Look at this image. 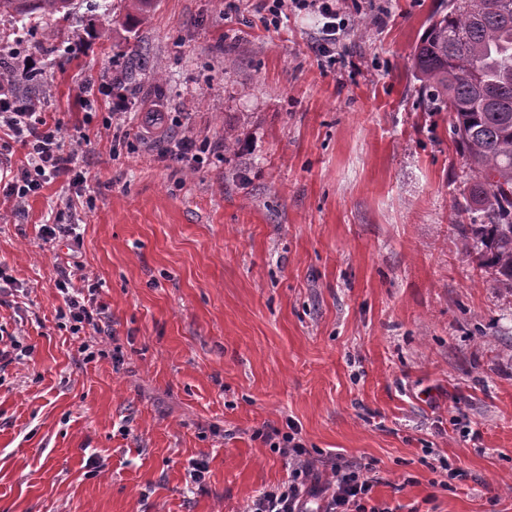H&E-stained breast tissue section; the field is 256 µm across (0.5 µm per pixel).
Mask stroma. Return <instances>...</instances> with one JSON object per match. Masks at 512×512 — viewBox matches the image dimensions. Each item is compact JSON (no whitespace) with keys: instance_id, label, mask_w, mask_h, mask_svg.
<instances>
[{"instance_id":"stroma-1","label":"stroma","mask_w":512,"mask_h":512,"mask_svg":"<svg viewBox=\"0 0 512 512\" xmlns=\"http://www.w3.org/2000/svg\"><path fill=\"white\" fill-rule=\"evenodd\" d=\"M445 4L338 0L331 58L322 17L291 4L275 26L259 0L0 15L85 177L0 220L24 290L0 329L28 348L0 364V512H244L292 472L255 430L291 422L315 484L335 454L372 464L391 512H512V290L459 251L470 171L411 68ZM128 46L143 140L79 97ZM157 100L178 123L152 120ZM187 131L212 142L204 164L165 157ZM55 221L79 227L73 284L108 303L111 335L57 314Z\"/></svg>"}]
</instances>
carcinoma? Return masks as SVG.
Returning <instances> with one entry per match:
<instances>
[{"mask_svg":"<svg viewBox=\"0 0 512 512\" xmlns=\"http://www.w3.org/2000/svg\"><path fill=\"white\" fill-rule=\"evenodd\" d=\"M71 0H0V14L52 16ZM154 0H124L143 20ZM422 89L448 110L473 173L461 251L512 289V0H448L426 21L413 54Z\"/></svg>","mask_w":512,"mask_h":512,"instance_id":"1","label":"carcinoma"}]
</instances>
